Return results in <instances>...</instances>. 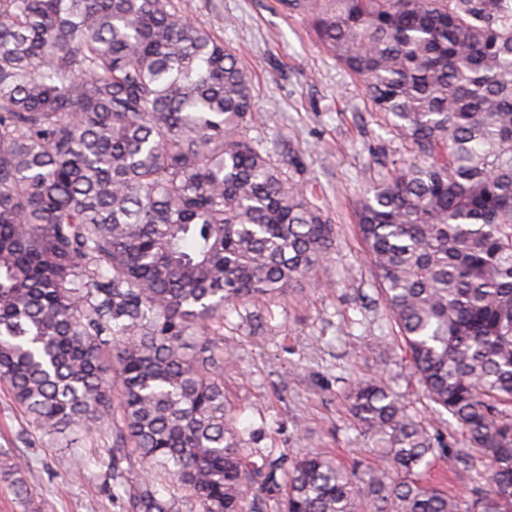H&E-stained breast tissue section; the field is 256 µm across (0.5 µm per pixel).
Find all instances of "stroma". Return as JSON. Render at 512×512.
<instances>
[{
    "mask_svg": "<svg viewBox=\"0 0 512 512\" xmlns=\"http://www.w3.org/2000/svg\"><path fill=\"white\" fill-rule=\"evenodd\" d=\"M189 17L221 37L253 83L247 134L330 214L336 245L308 276L278 297L244 301L224 314V394L240 445L289 463L311 451L345 466L372 457L347 396L364 378L403 395L430 434L468 454L467 466L436 462L431 478L467 497L482 465L456 424L425 398L390 317L358 232L355 206L374 180L378 148L407 145L373 112L362 84L318 41L309 15L278 0H181ZM104 433L42 434L0 385V512H126L122 490L102 486ZM85 465L75 468L73 455ZM23 462L32 491L17 499L3 467Z\"/></svg>",
    "mask_w": 512,
    "mask_h": 512,
    "instance_id": "35a3bbf8",
    "label": "stroma"
}]
</instances>
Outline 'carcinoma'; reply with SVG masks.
<instances>
[{
  "mask_svg": "<svg viewBox=\"0 0 512 512\" xmlns=\"http://www.w3.org/2000/svg\"><path fill=\"white\" fill-rule=\"evenodd\" d=\"M409 144L381 151L359 232L411 366L492 471L373 379L349 394L380 447L258 465L229 427L224 309L280 295L335 227L243 133L252 80L176 0H0V383L48 436L121 425L104 484L129 512H512V0H281ZM136 458L142 474L122 462ZM158 486L166 498L172 497L178 503L179 512H199V504L192 498L188 492L169 480L158 479Z\"/></svg>",
  "mask_w": 512,
  "mask_h": 512,
  "instance_id": "cac0c4a2",
  "label": "carcinoma"
}]
</instances>
